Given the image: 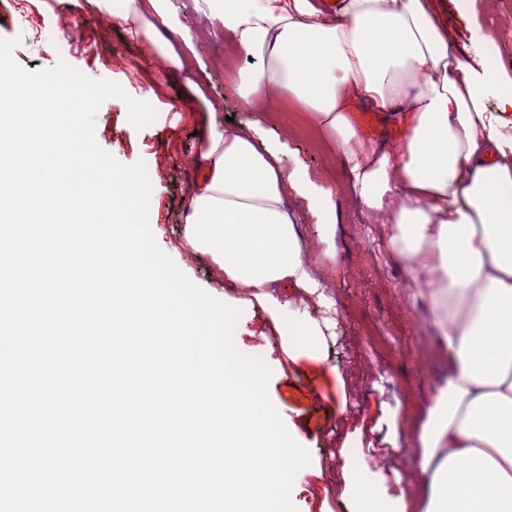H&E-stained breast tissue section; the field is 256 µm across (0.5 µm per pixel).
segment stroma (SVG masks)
<instances>
[{"instance_id": "35a3bbf8", "label": "stroma", "mask_w": 512, "mask_h": 512, "mask_svg": "<svg viewBox=\"0 0 512 512\" xmlns=\"http://www.w3.org/2000/svg\"><path fill=\"white\" fill-rule=\"evenodd\" d=\"M465 2L432 0L449 51L465 63L482 62L512 76V0H475V28L462 9ZM169 15L180 43L192 49L199 95H186L178 85L154 87V51L93 0H0V37L19 38L13 56L27 70L61 59L90 78L120 84L154 108L155 120L139 130L120 99L105 100L96 116L97 142L122 164L145 163L157 245L194 284L239 309L234 345L270 368V398L292 438L310 454L292 488L297 512H350L347 483L372 479L390 498L404 499L407 512H425L428 476L421 470L419 434L451 364L429 297L410 287L405 260L390 249L393 225L354 198L335 143L309 124L286 91L262 92V110L244 105L234 77L259 61L218 35L219 21L193 10L189 0H170ZM481 27L496 31L495 53H486ZM211 102L227 132L259 125L257 142L279 147L283 174L303 172L331 188L324 219L334 232L326 238L318 235L305 202L288 200L324 300L303 301L283 290L276 306H268L253 290L229 287L209 256L185 247L183 218L197 177L191 162L195 132ZM276 314L318 324L320 354L293 350L274 336Z\"/></svg>"}]
</instances>
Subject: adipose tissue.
Returning a JSON list of instances; mask_svg holds the SVG:
<instances>
[{
	"instance_id": "1",
	"label": "adipose tissue",
	"mask_w": 512,
	"mask_h": 512,
	"mask_svg": "<svg viewBox=\"0 0 512 512\" xmlns=\"http://www.w3.org/2000/svg\"><path fill=\"white\" fill-rule=\"evenodd\" d=\"M165 2L126 0L113 20L152 45L165 81L193 91L187 57L158 23ZM192 2L261 58L236 79L246 106L261 90H287L335 139L355 195L395 224L391 247L431 297L452 366L420 435L426 512H512V131L485 105L496 96L512 108L499 95L512 76L450 53L427 0H346L336 17L312 0ZM355 99L403 126L393 147L359 138ZM254 139L224 131L209 110L185 242L233 286L316 294L286 198L296 192L317 213L324 192L284 179Z\"/></svg>"
}]
</instances>
